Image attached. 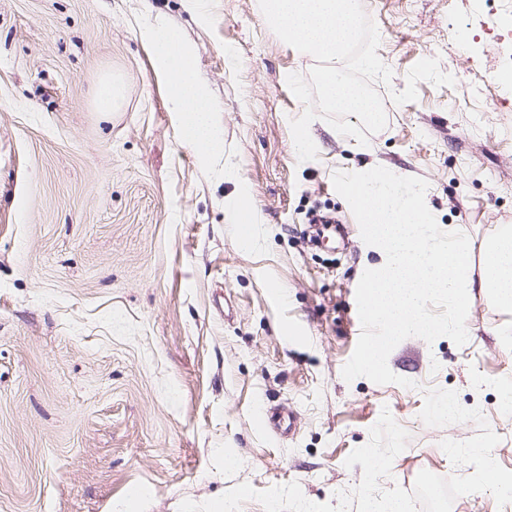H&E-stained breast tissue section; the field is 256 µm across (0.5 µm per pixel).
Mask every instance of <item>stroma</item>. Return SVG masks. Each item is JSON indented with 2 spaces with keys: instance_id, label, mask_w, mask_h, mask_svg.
Segmentation results:
<instances>
[{
  "instance_id": "stroma-1",
  "label": "stroma",
  "mask_w": 512,
  "mask_h": 512,
  "mask_svg": "<svg viewBox=\"0 0 512 512\" xmlns=\"http://www.w3.org/2000/svg\"><path fill=\"white\" fill-rule=\"evenodd\" d=\"M387 123L368 145L317 119L318 157L291 150L305 110L287 85L315 60L258 0H0V512H178L246 482H298L317 503L356 487L382 408L410 434L381 489L420 471L467 476L440 447L476 423L426 426V389L456 391L512 470V314L474 298L468 340L402 341L404 388L342 368L361 332L355 292L382 261L336 171L382 166L428 183L440 228L472 242L512 225V0H362ZM178 29L214 105L223 154L180 137L144 26ZM125 91L100 111L105 79ZM256 218L239 243L237 206ZM294 436L261 421L280 403ZM234 459L226 468L225 459Z\"/></svg>"
}]
</instances>
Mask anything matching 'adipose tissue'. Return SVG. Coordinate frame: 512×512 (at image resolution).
Instances as JSON below:
<instances>
[{
	"label": "adipose tissue",
	"mask_w": 512,
	"mask_h": 512,
	"mask_svg": "<svg viewBox=\"0 0 512 512\" xmlns=\"http://www.w3.org/2000/svg\"><path fill=\"white\" fill-rule=\"evenodd\" d=\"M152 44L159 70L173 85L170 101L180 114V128L186 142L201 154L210 156L223 152L224 139L213 121L212 106L200 87L174 29L166 28L147 35Z\"/></svg>",
	"instance_id": "obj_1"
}]
</instances>
